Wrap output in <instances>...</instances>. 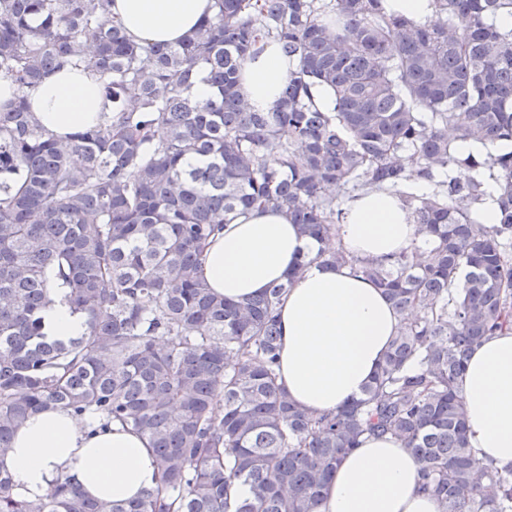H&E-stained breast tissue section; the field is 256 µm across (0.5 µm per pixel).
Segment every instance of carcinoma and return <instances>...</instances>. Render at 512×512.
Listing matches in <instances>:
<instances>
[{
    "instance_id": "obj_1",
    "label": "carcinoma",
    "mask_w": 512,
    "mask_h": 512,
    "mask_svg": "<svg viewBox=\"0 0 512 512\" xmlns=\"http://www.w3.org/2000/svg\"><path fill=\"white\" fill-rule=\"evenodd\" d=\"M111 2L0 0V79L16 90L0 105V457L30 416L63 409L144 435L160 483L123 503L65 478L27 501L0 466V512H315L340 458L386 435L439 512H512V465L469 447L456 390L471 348L512 325V28L496 23L512 0H434L432 25L382 0H214L176 44L133 42ZM268 39L297 65L262 112L239 81ZM67 65L99 76L112 114L60 140L30 98ZM486 172L494 224L475 209ZM333 186L396 192L430 245L350 255ZM256 206L319 245L300 266L349 265L402 316L336 412L312 415L277 383L288 284L229 301L199 276L208 240ZM55 292L83 335L48 336ZM236 482L251 498L232 507Z\"/></svg>"
}]
</instances>
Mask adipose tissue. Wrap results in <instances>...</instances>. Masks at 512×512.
<instances>
[{
    "label": "adipose tissue",
    "instance_id": "obj_1",
    "mask_svg": "<svg viewBox=\"0 0 512 512\" xmlns=\"http://www.w3.org/2000/svg\"><path fill=\"white\" fill-rule=\"evenodd\" d=\"M213 12V0H113L112 16L141 43L179 41ZM296 60L267 44L248 60L240 90L250 104L270 110L280 101ZM112 104L91 70L61 69L47 76L31 100L42 126L67 139L108 113ZM336 240L361 259L380 261L426 246L409 210L391 190L349 200ZM311 242L280 210L254 207L209 241L200 275L230 300L289 282L279 306L277 382L289 399L321 415L356 399L376 373L401 317L381 289L347 266L314 262L298 270ZM467 438L477 456L512 465V329L474 346L458 381ZM19 498L35 500L58 479L73 477L82 492L125 501L159 483L148 440L121 426L107 431L58 409L33 414L16 431L4 461ZM315 512H439L420 490L417 465L395 439L371 437L342 457Z\"/></svg>",
    "mask_w": 512,
    "mask_h": 512
}]
</instances>
